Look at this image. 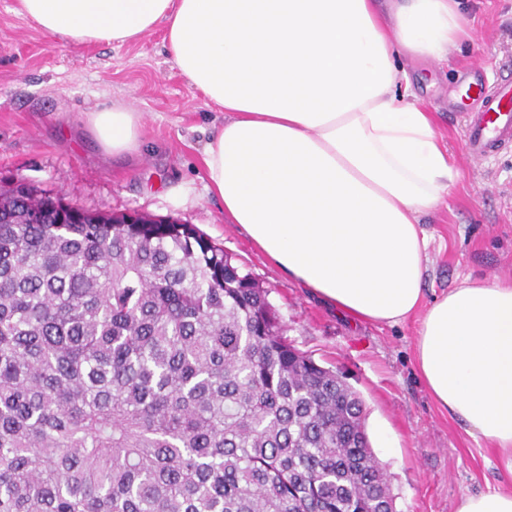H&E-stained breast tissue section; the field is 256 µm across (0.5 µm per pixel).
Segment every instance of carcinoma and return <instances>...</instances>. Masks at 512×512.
I'll list each match as a JSON object with an SVG mask.
<instances>
[{
	"mask_svg": "<svg viewBox=\"0 0 512 512\" xmlns=\"http://www.w3.org/2000/svg\"><path fill=\"white\" fill-rule=\"evenodd\" d=\"M364 420L193 225L0 185V512H396Z\"/></svg>",
	"mask_w": 512,
	"mask_h": 512,
	"instance_id": "1",
	"label": "carcinoma"
}]
</instances>
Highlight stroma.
I'll return each mask as SVG.
<instances>
[{
	"mask_svg": "<svg viewBox=\"0 0 512 512\" xmlns=\"http://www.w3.org/2000/svg\"><path fill=\"white\" fill-rule=\"evenodd\" d=\"M14 4L0 0V182L22 178L87 209L175 219L223 247L268 289L288 340L360 395L397 512H456L465 494L512 489L497 449L468 436L426 390L414 363L417 318L392 327L350 323L225 222L202 162L224 114L172 67L162 31L137 43L67 48ZM468 20L476 40L451 49L447 63H405L459 172L450 196L424 219L429 301L468 275L512 274V148L474 160L465 114L448 109L463 67L480 65L493 87L512 64V0H472ZM115 103L142 114L135 156L106 157L83 128L86 113Z\"/></svg>",
	"mask_w": 512,
	"mask_h": 512,
	"instance_id": "stroma-1",
	"label": "stroma"
}]
</instances>
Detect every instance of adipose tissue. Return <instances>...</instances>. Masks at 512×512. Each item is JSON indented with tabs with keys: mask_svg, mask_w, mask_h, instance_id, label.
I'll return each mask as SVG.
<instances>
[{
	"mask_svg": "<svg viewBox=\"0 0 512 512\" xmlns=\"http://www.w3.org/2000/svg\"><path fill=\"white\" fill-rule=\"evenodd\" d=\"M65 46L136 43L164 28L172 65L224 111L209 190L279 269L353 322L419 316L432 399L512 473V276L465 277L424 301L421 219L458 177L403 61L443 63L473 40L462 0H16ZM142 115L87 113L110 157Z\"/></svg>",
	"mask_w": 512,
	"mask_h": 512,
	"instance_id": "obj_1",
	"label": "adipose tissue"
}]
</instances>
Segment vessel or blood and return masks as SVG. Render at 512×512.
Here are the masks:
<instances>
[{
	"label": "vessel or blood",
	"instance_id": "vessel-or-blood-1",
	"mask_svg": "<svg viewBox=\"0 0 512 512\" xmlns=\"http://www.w3.org/2000/svg\"><path fill=\"white\" fill-rule=\"evenodd\" d=\"M466 99L476 107L469 114L466 149L486 156L512 146V102L503 90L490 89L480 78L463 84Z\"/></svg>",
	"mask_w": 512,
	"mask_h": 512
}]
</instances>
